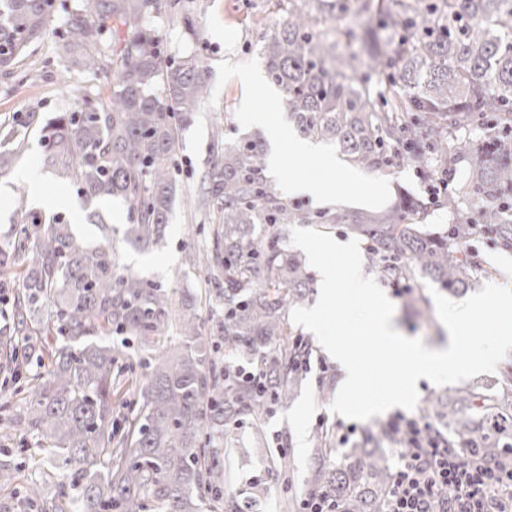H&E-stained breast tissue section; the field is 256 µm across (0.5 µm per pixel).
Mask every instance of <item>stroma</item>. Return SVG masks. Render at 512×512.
I'll return each mask as SVG.
<instances>
[{"mask_svg":"<svg viewBox=\"0 0 512 512\" xmlns=\"http://www.w3.org/2000/svg\"><path fill=\"white\" fill-rule=\"evenodd\" d=\"M180 3L185 18H176L165 10L151 19L150 27L163 38L169 54L197 56L205 69L207 92L194 123L184 131L176 154L179 200L170 217L165 241L154 249L148 264L139 263L137 252L125 247L119 248L118 255L124 267L141 276L171 288L195 289L202 282L205 269L189 266L185 254L190 250L206 254L212 246L215 224L214 211L201 204L206 188L204 176L219 146L228 147L244 138L263 136L262 131L241 121L240 101L247 91L232 78L231 71L239 67L263 69L259 33L287 15L288 0H180ZM16 69L28 72L29 78L20 85L14 78L0 76V128L14 125L16 118L32 108L39 109L44 118L73 110L82 95L106 93L112 87L111 71L87 74L76 69L65 70L56 52V36L51 32L31 45L18 60ZM21 134L24 149L20 159L12 171L0 175V183L13 190L24 189L31 211H57V196L73 195L74 190L68 182L47 172L36 185L22 179V169L40 163L42 149L37 127L22 129ZM331 155L336 165L330 171L323 169L316 160L287 156L279 175L267 178L266 183L281 194L288 179L306 173L323 181L334 208L362 210V203L350 201L353 190L341 178L342 172L350 169V162L339 149H332ZM393 159V165L386 170H365V180L356 191L368 194L384 183L389 187L384 207L393 206L403 194L419 205L420 222L426 229L440 231L455 223V213L433 204L427 182L420 178L405 153L394 152ZM62 213L67 222L85 225L87 233H94L84 206ZM465 247L478 265L473 274L472 291L512 274V249L501 245L482 228H474ZM366 269L377 275L378 285L388 292L395 306L397 326L404 336L421 338L428 346L446 341L448 332L436 315L434 300L424 280L417 277L394 282L378 276L374 264H367ZM411 295L419 299L423 316H415L407 307L406 301ZM340 378L335 359L322 347H315L304 367L297 395L288 406L276 408L267 416L262 440H255L250 421H243L233 430L236 464L230 492L245 495L249 484L257 480L270 489L269 499L249 503L245 512H275L273 501L282 496L284 482H291L293 489H304L313 458L314 436L322 427H332L335 436L341 437L342 442L337 446L341 452L359 445L367 433L386 431L388 417L357 421L330 412ZM280 447L287 449L290 462L288 477L284 480L278 479L268 468V449Z\"/></svg>","mask_w":512,"mask_h":512,"instance_id":"stroma-1","label":"stroma"}]
</instances>
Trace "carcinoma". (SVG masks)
Returning <instances> with one entry per match:
<instances>
[{"instance_id":"1","label":"carcinoma","mask_w":512,"mask_h":512,"mask_svg":"<svg viewBox=\"0 0 512 512\" xmlns=\"http://www.w3.org/2000/svg\"><path fill=\"white\" fill-rule=\"evenodd\" d=\"M288 4L260 53L295 130L367 169L387 166L402 142L423 170L433 156L450 168L467 159L477 179L448 189L441 204L456 211L462 198L483 196L481 223L512 247V220L500 212L512 194V148H494L496 138L512 141V0ZM162 8L161 0H0L1 75L16 74V60L59 14L65 70L120 62L112 96L86 97L43 123L34 110L21 121L40 124L43 167L75 188L103 237L90 244L61 215H31L20 195L23 219L0 247V289H16L0 324V372L21 396L20 425L54 470L26 486L36 512H241L224 495L228 465L216 449L244 417L262 438L261 420L288 405L312 354L309 341L290 335L288 312L304 300L309 275L282 225L347 224L393 280L417 274L454 293L472 279L471 257L448 248L468 237L466 222L424 231L413 202L381 213L291 207L263 183L256 139L224 149L207 173L218 224L199 292L121 266L116 243L143 253L165 237L175 152L206 92L199 59L168 56L141 24ZM477 124L495 126L496 138L453 133ZM114 201L129 213L120 229L99 213ZM200 293L213 303L209 328ZM426 413L453 433L431 430L430 439L466 456L495 461L512 448L507 397L465 392L430 401ZM330 442V432L316 435L305 496L335 512H383L393 479L383 437L371 433L340 457ZM270 469L288 478L286 450L270 452ZM21 471L0 459V489Z\"/></svg>"}]
</instances>
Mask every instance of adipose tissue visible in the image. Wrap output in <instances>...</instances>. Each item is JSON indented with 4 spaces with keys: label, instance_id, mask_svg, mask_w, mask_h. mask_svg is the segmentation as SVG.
Segmentation results:
<instances>
[{
    "label": "adipose tissue",
    "instance_id": "ef3b65f1",
    "mask_svg": "<svg viewBox=\"0 0 512 512\" xmlns=\"http://www.w3.org/2000/svg\"><path fill=\"white\" fill-rule=\"evenodd\" d=\"M246 122L250 127L262 130L266 137V170L269 174L275 175L280 172L284 154L288 151L301 157L320 159L328 167L333 164L323 145L296 137L287 126L273 124L268 110L248 109Z\"/></svg>",
    "mask_w": 512,
    "mask_h": 512
}]
</instances>
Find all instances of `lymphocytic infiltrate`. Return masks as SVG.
I'll list each match as a JSON object with an SVG mask.
<instances>
[{"instance_id": "obj_1", "label": "lymphocytic infiltrate", "mask_w": 512, "mask_h": 512, "mask_svg": "<svg viewBox=\"0 0 512 512\" xmlns=\"http://www.w3.org/2000/svg\"><path fill=\"white\" fill-rule=\"evenodd\" d=\"M428 426L404 419L388 435L399 446L386 512H512V460L486 462L427 440ZM453 495L441 499L443 488Z\"/></svg>"}]
</instances>
